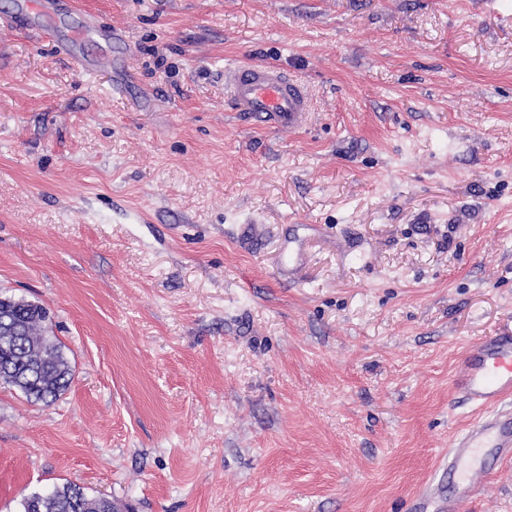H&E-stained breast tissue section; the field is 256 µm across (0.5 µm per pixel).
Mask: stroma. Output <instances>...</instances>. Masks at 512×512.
Listing matches in <instances>:
<instances>
[{
	"label": "stroma",
	"instance_id": "obj_1",
	"mask_svg": "<svg viewBox=\"0 0 512 512\" xmlns=\"http://www.w3.org/2000/svg\"><path fill=\"white\" fill-rule=\"evenodd\" d=\"M75 2L120 36L86 72L0 0V294L73 367L0 383V512H407L477 416L463 352L512 333V0ZM245 62L306 126L237 115ZM481 484L512 512V460ZM224 81L234 109L252 125L301 128L311 112L302 84L275 64L236 66L225 73ZM18 512H121L118 503L104 496L89 495L74 483L55 486L49 492H33L20 501Z\"/></svg>",
	"mask_w": 512,
	"mask_h": 512
}]
</instances>
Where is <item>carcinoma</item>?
Instances as JSON below:
<instances>
[{"label":"carcinoma","instance_id":"carcinoma-1","mask_svg":"<svg viewBox=\"0 0 512 512\" xmlns=\"http://www.w3.org/2000/svg\"><path fill=\"white\" fill-rule=\"evenodd\" d=\"M6 322L20 325V340L5 333ZM51 332L44 306L0 296V381L44 404L56 401L72 379L70 362ZM19 512H121V507L110 498L90 495L83 487L67 482L49 492L23 497Z\"/></svg>","mask_w":512,"mask_h":512}]
</instances>
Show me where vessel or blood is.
Listing matches in <instances>:
<instances>
[{
    "mask_svg": "<svg viewBox=\"0 0 512 512\" xmlns=\"http://www.w3.org/2000/svg\"><path fill=\"white\" fill-rule=\"evenodd\" d=\"M44 27L67 15L71 24L59 49L75 56L87 35L112 42L111 30L89 22L69 0H29ZM230 102L247 122L270 130L296 129L306 122L311 102L301 83L274 64H247L224 75ZM454 391L478 409L470 427L448 450L443 481L412 500L408 512H465L478 492L476 478L512 458V335L491 336L468 347L454 378Z\"/></svg>",
    "mask_w": 512,
    "mask_h": 512,
    "instance_id": "b4317fda",
    "label": "vessel or blood"
}]
</instances>
